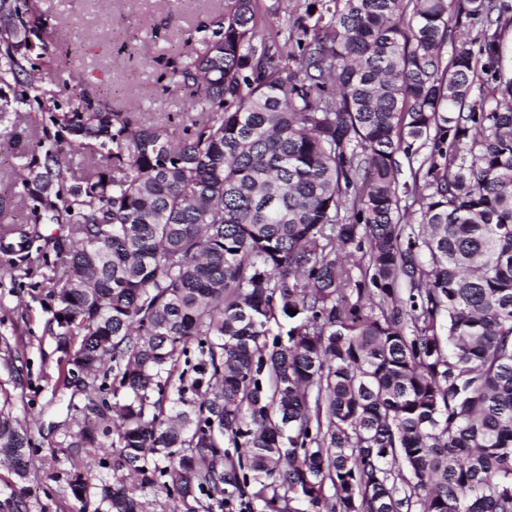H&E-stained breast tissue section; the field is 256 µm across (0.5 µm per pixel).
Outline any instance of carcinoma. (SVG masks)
Wrapping results in <instances>:
<instances>
[{
    "mask_svg": "<svg viewBox=\"0 0 512 512\" xmlns=\"http://www.w3.org/2000/svg\"><path fill=\"white\" fill-rule=\"evenodd\" d=\"M281 4L225 0L173 69L200 108L177 139L60 105L39 15L0 0V124L36 105L70 135L19 170L34 227L8 230L82 375L59 447L112 448L94 512L148 489L186 512H512V0H294L267 28ZM39 224L69 225L63 275ZM31 452L1 405L0 466L25 480Z\"/></svg>",
    "mask_w": 512,
    "mask_h": 512,
    "instance_id": "carcinoma-1",
    "label": "carcinoma"
}]
</instances>
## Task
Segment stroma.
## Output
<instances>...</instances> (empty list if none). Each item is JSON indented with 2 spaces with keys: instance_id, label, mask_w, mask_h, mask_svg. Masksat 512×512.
<instances>
[{
  "instance_id": "stroma-1",
  "label": "stroma",
  "mask_w": 512,
  "mask_h": 512,
  "mask_svg": "<svg viewBox=\"0 0 512 512\" xmlns=\"http://www.w3.org/2000/svg\"><path fill=\"white\" fill-rule=\"evenodd\" d=\"M45 22L43 38L64 68L68 88L57 96L66 100L71 89L134 122H165L174 135L186 137L194 112L171 72L189 50V32L205 29L223 13L224 0H34ZM27 126L26 153L17 155L0 144V228L30 221V201L15 178L20 166L39 155L42 123L36 112ZM10 253L0 248V399L9 398L12 412L27 429L33 444L30 474L24 482L0 466V512L12 491H21L27 512H84L68 485L73 471L88 484H97L106 470L97 459L59 448L57 424L70 406H83L78 381L58 382L57 341L46 331L55 307L40 286L39 276L14 279L5 269Z\"/></svg>"
}]
</instances>
